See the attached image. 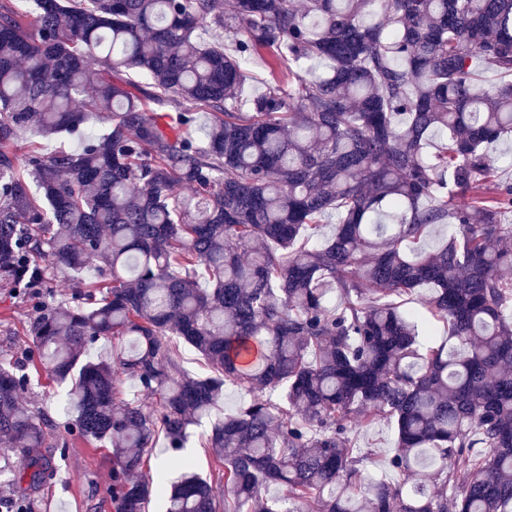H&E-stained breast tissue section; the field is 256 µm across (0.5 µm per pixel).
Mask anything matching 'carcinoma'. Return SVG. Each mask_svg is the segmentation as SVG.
Returning a JSON list of instances; mask_svg holds the SVG:
<instances>
[{
  "label": "carcinoma",
  "instance_id": "cac0c4a2",
  "mask_svg": "<svg viewBox=\"0 0 512 512\" xmlns=\"http://www.w3.org/2000/svg\"><path fill=\"white\" fill-rule=\"evenodd\" d=\"M264 52L288 85L245 99ZM86 103L105 127L21 172L19 131L76 133ZM195 108L203 146L180 133ZM508 136L512 0H35L27 24L0 8V288L39 296L26 355L0 360V448L25 456L0 453L3 508L36 512L48 438L77 435L111 446L112 512H512V182L488 159ZM95 258L102 278L57 300L50 281ZM102 338L112 360L79 363ZM36 360L70 380L62 426L19 400ZM120 376L152 401L120 397ZM228 384L246 397L231 413ZM381 420L397 483L350 437ZM204 424L210 478L151 471L158 440L173 459Z\"/></svg>",
  "mask_w": 512,
  "mask_h": 512
}]
</instances>
